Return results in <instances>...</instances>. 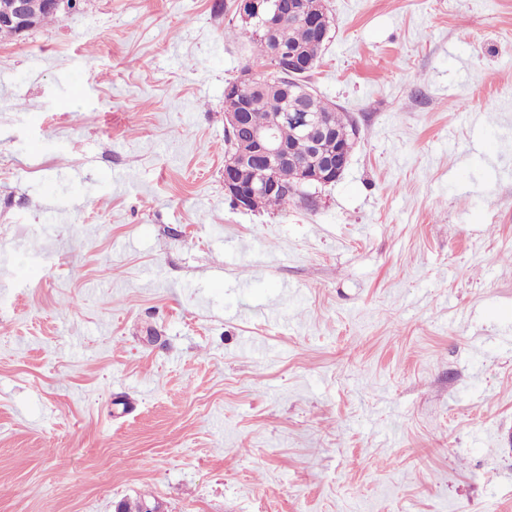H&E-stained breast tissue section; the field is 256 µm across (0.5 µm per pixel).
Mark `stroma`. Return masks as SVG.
I'll return each mask as SVG.
<instances>
[{
    "mask_svg": "<svg viewBox=\"0 0 512 512\" xmlns=\"http://www.w3.org/2000/svg\"><path fill=\"white\" fill-rule=\"evenodd\" d=\"M358 129L224 192L235 0L0 38V512H512V0H325Z\"/></svg>",
    "mask_w": 512,
    "mask_h": 512,
    "instance_id": "35a3bbf8",
    "label": "stroma"
}]
</instances>
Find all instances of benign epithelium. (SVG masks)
<instances>
[{
	"label": "benign epithelium",
	"instance_id": "benign-epithelium-1",
	"mask_svg": "<svg viewBox=\"0 0 512 512\" xmlns=\"http://www.w3.org/2000/svg\"><path fill=\"white\" fill-rule=\"evenodd\" d=\"M237 13L245 22L258 20L266 38H272L285 16H295L313 30L311 46L320 47L329 30L325 0H237ZM38 26V13L31 0H0V27L11 29L21 37ZM282 84L273 79L258 80L242 74L224 87V126L227 150L224 156V192L234 204L246 211H257L266 196L278 188L272 169L280 164L294 163L297 157L291 146L279 138L273 126L253 130L242 139L241 109L250 102L252 91L259 89L271 95ZM311 92L302 89L299 99L279 114L298 137L311 149L314 161L301 170L303 185H329L338 181L346 170L353 141H344L330 148L336 130L327 124L322 114L310 110L307 104Z\"/></svg>",
	"mask_w": 512,
	"mask_h": 512
}]
</instances>
